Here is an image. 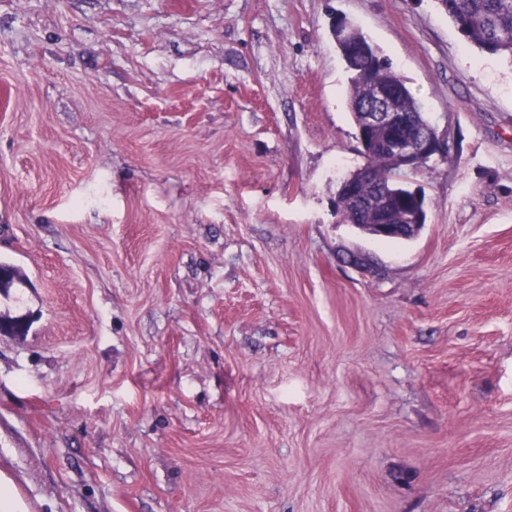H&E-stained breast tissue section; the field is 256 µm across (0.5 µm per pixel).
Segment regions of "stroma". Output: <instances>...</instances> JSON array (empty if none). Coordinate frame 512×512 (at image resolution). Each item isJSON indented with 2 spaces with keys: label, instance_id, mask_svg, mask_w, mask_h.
Listing matches in <instances>:
<instances>
[{
  "label": "stroma",
  "instance_id": "35a3bbf8",
  "mask_svg": "<svg viewBox=\"0 0 512 512\" xmlns=\"http://www.w3.org/2000/svg\"><path fill=\"white\" fill-rule=\"evenodd\" d=\"M354 23L445 151L336 211ZM0 479L22 512H512V62L437 0H0ZM367 165L359 174L360 182H352L353 176H351L345 179V185L347 195L355 202L356 207L367 206L368 201H371L372 205L376 207L377 222L371 224L374 221V213L368 207H365L359 216L356 215L349 200L339 192L337 194L338 211L345 220L356 227L362 228L365 233L373 238L410 239L414 237L417 231L424 226L422 224L423 219H426V211L421 195L411 191L416 200L415 207L410 208L412 215H405L401 218L398 213L394 212V206L398 211L407 208L408 205L401 196L409 195L410 192L406 189V186L399 183L401 173L393 165L388 154L383 152L371 157ZM374 176L377 177L376 188L380 193L384 191L389 195L394 202V206L389 197L380 196L376 191L374 192L375 198L365 194L367 187L375 182ZM401 219L404 220V223H400Z\"/></svg>",
  "mask_w": 512,
  "mask_h": 512
}]
</instances>
